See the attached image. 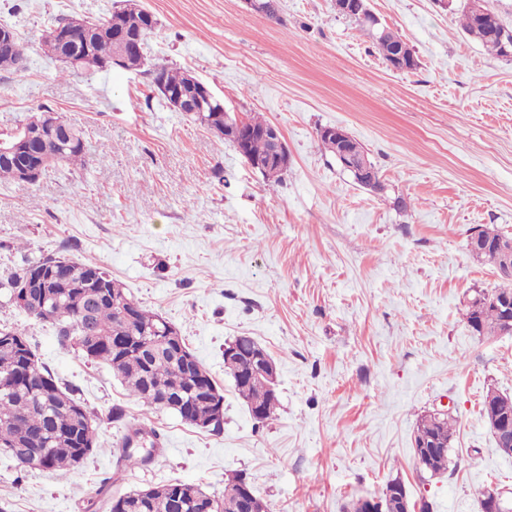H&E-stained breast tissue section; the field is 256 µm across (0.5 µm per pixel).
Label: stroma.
Masks as SVG:
<instances>
[{"mask_svg":"<svg viewBox=\"0 0 512 512\" xmlns=\"http://www.w3.org/2000/svg\"><path fill=\"white\" fill-rule=\"evenodd\" d=\"M139 2L159 21L144 67L64 78L44 51L47 26L105 18L121 0H0V24L27 55L24 69L0 70V133L47 106L91 146L84 169L0 183V276L48 255L101 266L176 325L224 391V429L130 397L108 366L0 296V327L25 333L96 427L95 450L66 474L0 453V507L109 512V498L171 480L219 496L239 471L271 512H354L396 477L432 512H478L490 485L512 501V456L481 416L488 389L512 395V335L478 336L466 322L475 292L501 284L471 256V233L512 235V59L471 39L448 0H370L414 50L410 72L390 70L333 0H279L277 24L243 0ZM157 64L278 126L290 156L281 182L173 111L146 73ZM326 126L364 147L385 193L340 170L317 137ZM236 336L276 363L277 417L264 426L224 372ZM436 410L457 421L453 464L424 480L414 431ZM134 422L169 446L104 485Z\"/></svg>","mask_w":512,"mask_h":512,"instance_id":"35a3bbf8","label":"stroma"}]
</instances>
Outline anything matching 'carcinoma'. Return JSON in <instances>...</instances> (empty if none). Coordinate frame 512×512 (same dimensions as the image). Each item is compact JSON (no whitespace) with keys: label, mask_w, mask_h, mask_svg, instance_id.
Returning a JSON list of instances; mask_svg holds the SVG:
<instances>
[{"label":"carcinoma","mask_w":512,"mask_h":512,"mask_svg":"<svg viewBox=\"0 0 512 512\" xmlns=\"http://www.w3.org/2000/svg\"><path fill=\"white\" fill-rule=\"evenodd\" d=\"M461 13L464 32L492 55L504 56L497 27L477 24L465 9ZM69 21L68 17L58 18L45 31L44 46L48 56H54L60 49L56 32ZM143 22L141 13L127 5L103 20L90 22L89 29L77 34V42L72 46L81 59L79 68L103 71L107 63H119L123 69L140 68L145 62L147 40H142L141 50L133 53L120 41L98 38L97 31L102 25L106 33L118 35L138 29ZM352 22L372 40L383 60H391L401 39L397 31H386L367 19L354 18ZM147 74L152 87L161 96L167 90L174 92L188 83L187 71L165 65H156ZM187 112L193 121L210 130L224 125V111L216 107L196 104ZM241 123L250 134L249 154L258 158L266 156L272 143L263 131L270 123L259 116H250ZM66 127L62 135L33 142L31 150L23 154L20 161L0 160V181L25 182L19 169L21 162L29 166L46 163L45 175L60 166L84 167L90 156L86 135L70 123ZM472 255L491 264L506 285L474 295L466 314L468 326L478 336L512 335V329L503 322L495 303L499 293L512 290V262H505L496 248L474 251ZM54 261L56 256L49 255L9 273L6 280L0 281V289L6 290L8 301H13L20 280ZM65 261L57 278L45 288L53 294L46 312L37 313L35 317L55 324L58 340L65 346L71 345L73 337H83L80 345H71L73 349L88 361L109 366L129 395L156 409L165 400L184 398L186 408L173 407L171 411L189 425L221 433L223 424H213L216 420L213 401L216 397L224 400L222 390L200 362H194L191 367L184 364L179 349L166 337V320L135 301L122 284L102 268L68 257ZM224 369L248 410H261L264 423L276 417L279 401L270 399L265 382L240 380L238 365L226 363ZM505 406L512 412V395L493 389L487 391L482 403V417L487 425H492L495 408ZM455 424L452 416L435 418L427 414L420 418L415 435L436 440L442 449L430 465L418 468L420 474L436 476L448 471ZM93 429L94 420L82 402L57 383L31 345L0 348V451L13 458L44 452L48 457L45 468L69 472L93 452ZM156 451L154 447L147 455L139 453L131 447V436L127 435L118 448V463L145 466L154 462ZM242 478L243 475L236 474L225 480L221 496L178 481L129 492L109 508V512H169L168 500L175 490L188 496L192 512H239Z\"/></svg>","instance_id":"obj_1"}]
</instances>
